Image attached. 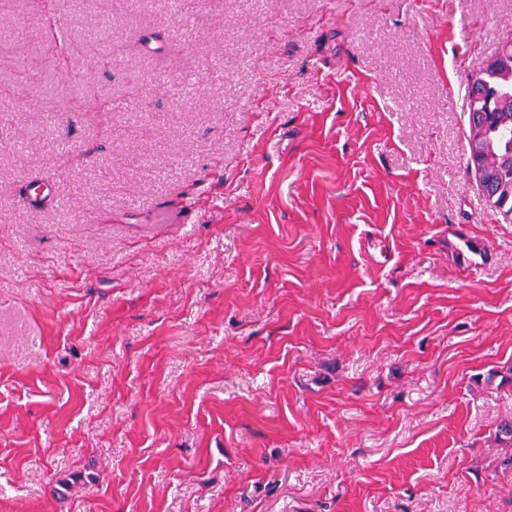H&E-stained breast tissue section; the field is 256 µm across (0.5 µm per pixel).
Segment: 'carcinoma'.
<instances>
[{"label": "carcinoma", "mask_w": 512, "mask_h": 512, "mask_svg": "<svg viewBox=\"0 0 512 512\" xmlns=\"http://www.w3.org/2000/svg\"><path fill=\"white\" fill-rule=\"evenodd\" d=\"M83 85L82 81L71 84L51 75L37 88L36 97L65 106L80 99ZM468 99L470 166L486 202L512 219V40L471 77ZM511 382L512 366L504 373L490 371L481 385L501 387ZM495 443L512 447V419L498 424Z\"/></svg>", "instance_id": "1"}]
</instances>
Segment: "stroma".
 <instances>
[{
	"label": "stroma",
	"mask_w": 512,
	"mask_h": 512,
	"mask_svg": "<svg viewBox=\"0 0 512 512\" xmlns=\"http://www.w3.org/2000/svg\"><path fill=\"white\" fill-rule=\"evenodd\" d=\"M49 11L62 62L0 10V512H512L465 97L512 0ZM51 71L88 98L35 103Z\"/></svg>",
	"instance_id": "stroma-1"
}]
</instances>
